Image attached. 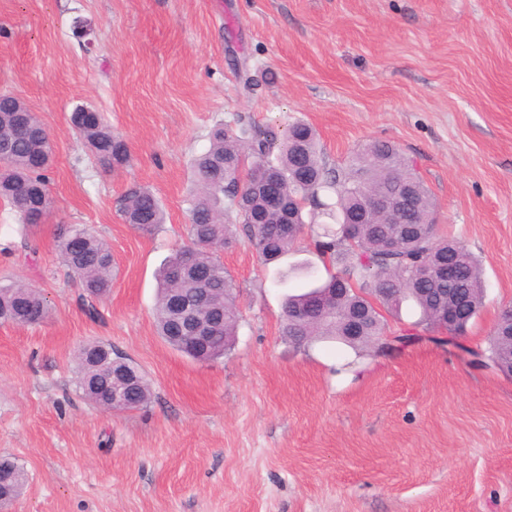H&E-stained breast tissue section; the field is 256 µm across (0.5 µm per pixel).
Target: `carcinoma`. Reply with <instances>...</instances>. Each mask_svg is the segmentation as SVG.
<instances>
[{"label": "carcinoma", "instance_id": "obj_1", "mask_svg": "<svg viewBox=\"0 0 512 512\" xmlns=\"http://www.w3.org/2000/svg\"><path fill=\"white\" fill-rule=\"evenodd\" d=\"M30 121L33 133L16 135L20 119ZM71 127L90 149L95 162L106 172L124 166L129 150L124 139L112 134L104 121L89 122L82 112L69 116ZM50 136L33 112L24 115L0 112V200L18 216L24 231L36 227L50 209L47 193L51 153ZM195 195L187 228L189 243L175 250L158 272L155 304L159 336L176 351L199 361L224 357L235 340L240 318L237 285L224 269L218 253L235 242L231 230L235 216L245 227L250 247L265 264H275L294 247L305 227L304 210L321 213L333 221L318 235L320 256L338 267L323 281L289 295L283 305L282 334L296 345L333 341L361 356L385 333L381 309H399L413 302L428 328L440 326L447 310L448 282L427 274L439 261L454 258L460 268L457 290L469 317L445 329L452 337L465 333L483 307L485 287L482 260L458 242L437 235L436 205L429 190L398 148L387 141H373L352 164L332 167L317 148L316 133L303 122L289 125L283 138L260 126L234 134L215 126L209 147L191 162ZM400 199L397 207L368 209V198ZM124 223L144 234H153L165 223L160 200L148 188L133 184L117 201ZM58 249L63 264L91 298L102 300L112 290L114 260L108 243L81 225L62 230ZM196 268L208 272L201 282L178 280L172 268L185 253ZM342 292H336V289ZM321 295L322 310L302 321L310 296ZM206 294L223 309L224 324L207 346L199 348L174 337L175 301ZM369 312L365 337L350 338L345 320L356 310ZM49 305L40 291L21 281L0 282V324L41 322ZM512 311H501L485 350L494 369L512 373ZM112 345L88 344L76 354L78 385L83 395L103 409L112 387ZM152 389L144 374L131 396L129 408L151 402ZM0 475V489L11 496L0 501L8 508L19 496L26 473L16 461Z\"/></svg>", "mask_w": 512, "mask_h": 512}]
</instances>
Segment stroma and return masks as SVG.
<instances>
[{"mask_svg":"<svg viewBox=\"0 0 512 512\" xmlns=\"http://www.w3.org/2000/svg\"><path fill=\"white\" fill-rule=\"evenodd\" d=\"M1 91L53 148L44 222L21 235L0 201V277L51 308L0 325V456L27 477L11 512H512V375L468 357L512 305V0H0ZM79 105L126 141L128 166L95 164L69 124ZM296 121L330 165L378 140L410 161L438 234L483 263L463 336L438 345L407 302L358 361L289 343L285 294L326 275L307 233L277 264L242 234L221 252L240 308L222 359L193 361L157 335L155 272L188 241L192 158L217 124ZM133 183L165 210L155 234L115 210ZM68 224L112 249L102 301L61 262ZM93 342L144 372L147 407L83 398L74 354Z\"/></svg>","mask_w":512,"mask_h":512,"instance_id":"stroma-1","label":"stroma"}]
</instances>
